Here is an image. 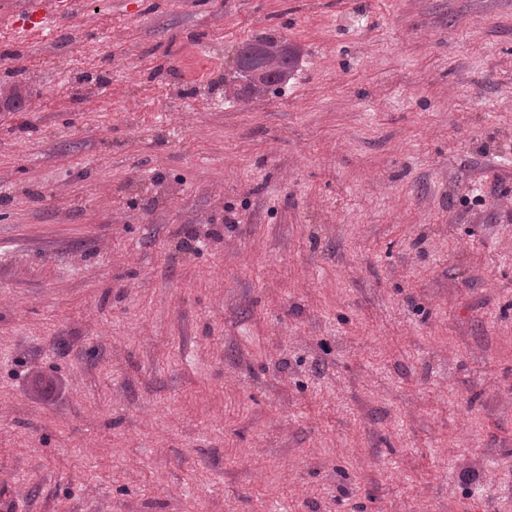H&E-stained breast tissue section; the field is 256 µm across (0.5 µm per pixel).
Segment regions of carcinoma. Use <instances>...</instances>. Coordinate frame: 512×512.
Listing matches in <instances>:
<instances>
[{"instance_id": "obj_1", "label": "carcinoma", "mask_w": 512, "mask_h": 512, "mask_svg": "<svg viewBox=\"0 0 512 512\" xmlns=\"http://www.w3.org/2000/svg\"><path fill=\"white\" fill-rule=\"evenodd\" d=\"M298 57L297 49L272 36H258L243 45L236 55V73L243 83L229 88L235 98L260 97L270 87L288 80ZM23 94L18 85L0 89V103L7 107L22 104Z\"/></svg>"}]
</instances>
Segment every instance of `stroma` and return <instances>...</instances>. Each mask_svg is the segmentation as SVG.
<instances>
[{"instance_id":"1","label":"stroma","mask_w":512,"mask_h":512,"mask_svg":"<svg viewBox=\"0 0 512 512\" xmlns=\"http://www.w3.org/2000/svg\"><path fill=\"white\" fill-rule=\"evenodd\" d=\"M83 2L0 25V512H512V0ZM76 1H70L63 10H32L22 14L2 16L1 24L7 23L14 27L20 37H27L32 33H42L46 30L57 31L61 20L66 14L72 13ZM254 53H259L257 60ZM297 57V49L287 41L267 35L254 38L237 52L236 73L244 80L242 84L229 86V92L234 98L260 97L268 93L270 87L288 80ZM256 66L263 72L259 77L254 74Z\"/></svg>"}]
</instances>
